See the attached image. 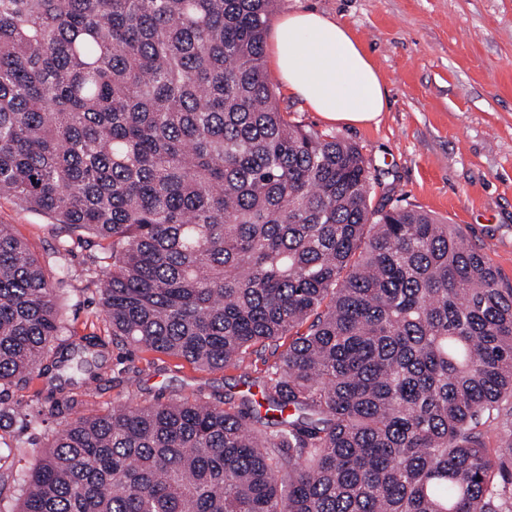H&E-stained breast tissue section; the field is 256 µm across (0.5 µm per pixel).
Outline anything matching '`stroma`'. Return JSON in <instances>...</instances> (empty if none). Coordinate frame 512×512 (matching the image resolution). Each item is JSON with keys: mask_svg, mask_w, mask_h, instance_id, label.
Masks as SVG:
<instances>
[{"mask_svg": "<svg viewBox=\"0 0 512 512\" xmlns=\"http://www.w3.org/2000/svg\"><path fill=\"white\" fill-rule=\"evenodd\" d=\"M313 9L352 31L374 61L389 108L379 123L339 126L323 121L303 102L281 94L289 120L359 147L382 187L402 205L459 225L467 243L512 287V0H282L279 14ZM0 224L37 256L55 244L49 217L17 200L0 198ZM85 250L65 262L66 283L58 307L75 336H106L97 318L98 294L84 276ZM103 379L95 394L77 398L73 416L95 413L122 401L129 390L141 399L201 397L216 401L243 390L238 369L204 371L185 360L131 346L107 344ZM19 431L0 420V440L24 442L28 454L14 470L34 463L48 431Z\"/></svg>", "mask_w": 512, "mask_h": 512, "instance_id": "1", "label": "stroma"}]
</instances>
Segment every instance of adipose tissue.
Returning a JSON list of instances; mask_svg holds the SVG:
<instances>
[{
    "label": "adipose tissue",
    "instance_id": "1",
    "mask_svg": "<svg viewBox=\"0 0 512 512\" xmlns=\"http://www.w3.org/2000/svg\"><path fill=\"white\" fill-rule=\"evenodd\" d=\"M271 68L288 92L330 122L378 121L386 91L366 51L346 27L314 10L297 11L276 26Z\"/></svg>",
    "mask_w": 512,
    "mask_h": 512
}]
</instances>
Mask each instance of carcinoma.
<instances>
[{
	"label": "carcinoma",
	"instance_id": "carcinoma-1",
	"mask_svg": "<svg viewBox=\"0 0 512 512\" xmlns=\"http://www.w3.org/2000/svg\"><path fill=\"white\" fill-rule=\"evenodd\" d=\"M276 3L0 0V196L59 228L44 265L0 224V413L34 376L101 380L105 344L60 339L76 247L113 342L275 357L222 401L69 422L13 512H512V288L288 120Z\"/></svg>",
	"mask_w": 512,
	"mask_h": 512
}]
</instances>
